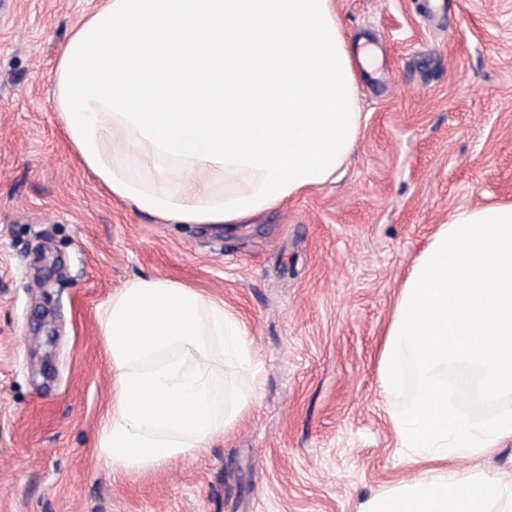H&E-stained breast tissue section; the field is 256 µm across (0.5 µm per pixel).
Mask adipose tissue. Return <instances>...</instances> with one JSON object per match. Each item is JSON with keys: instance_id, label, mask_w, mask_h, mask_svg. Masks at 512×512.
Segmentation results:
<instances>
[{"instance_id": "adipose-tissue-1", "label": "adipose tissue", "mask_w": 512, "mask_h": 512, "mask_svg": "<svg viewBox=\"0 0 512 512\" xmlns=\"http://www.w3.org/2000/svg\"><path fill=\"white\" fill-rule=\"evenodd\" d=\"M57 119L113 199L160 224H252L336 181L362 130L335 0H104L51 73ZM112 406L97 437L114 474L195 458L258 398L226 367L251 362L223 302L161 277L99 308ZM474 375L486 416L463 412L448 370ZM388 422L419 475L357 512H512V482L459 460L512 443V201L461 208L415 258L384 331Z\"/></svg>"}]
</instances>
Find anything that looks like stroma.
Instances as JSON below:
<instances>
[{"mask_svg":"<svg viewBox=\"0 0 512 512\" xmlns=\"http://www.w3.org/2000/svg\"><path fill=\"white\" fill-rule=\"evenodd\" d=\"M99 0H0V512H356L415 477L377 363L436 224L512 201V0H337L364 126L338 181L200 231L112 200L75 158L50 75ZM224 301L260 396L232 433L144 477L96 447L111 407L98 308L138 277Z\"/></svg>","mask_w":512,"mask_h":512,"instance_id":"obj_1","label":"stroma"}]
</instances>
